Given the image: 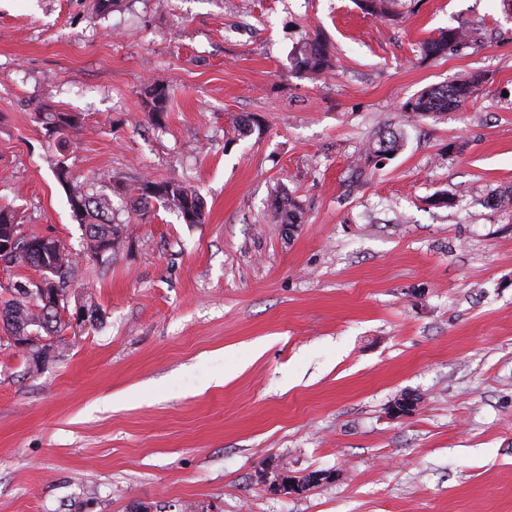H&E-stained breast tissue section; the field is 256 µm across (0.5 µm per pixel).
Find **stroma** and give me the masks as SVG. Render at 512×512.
Here are the masks:
<instances>
[{"label":"stroma","instance_id":"35a3bbf8","mask_svg":"<svg viewBox=\"0 0 512 512\" xmlns=\"http://www.w3.org/2000/svg\"><path fill=\"white\" fill-rule=\"evenodd\" d=\"M448 27L472 36L425 58ZM316 37L334 67L312 79L294 54ZM475 73L459 111L401 112ZM38 111L82 114L68 147ZM389 128L402 147L367 160ZM61 160L116 203L146 178L190 185L205 220L115 213L127 231L69 289L98 319L44 337V364L0 328V512H512V209L487 204L512 191L500 0L385 18L360 0H0V205L78 253ZM406 393L414 413L392 417ZM282 466L341 477L270 494ZM148 97L151 99L149 115L153 118H159L167 108L168 103V87L163 80H155L147 88Z\"/></svg>","mask_w":512,"mask_h":512}]
</instances>
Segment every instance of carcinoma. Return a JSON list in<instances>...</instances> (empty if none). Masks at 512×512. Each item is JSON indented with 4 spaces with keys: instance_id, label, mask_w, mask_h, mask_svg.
<instances>
[{
    "instance_id": "1",
    "label": "carcinoma",
    "mask_w": 512,
    "mask_h": 512,
    "mask_svg": "<svg viewBox=\"0 0 512 512\" xmlns=\"http://www.w3.org/2000/svg\"><path fill=\"white\" fill-rule=\"evenodd\" d=\"M468 39V33L461 28H447L439 35L423 43L424 55L428 58L441 57L448 50ZM297 69L311 77L326 73L333 67L332 57L325 42L318 38L303 42L295 55ZM481 78L472 75L452 84H441L430 87L400 105V110L409 118L430 117L453 112L467 100L479 94ZM150 98L149 115L160 117L167 108L168 87L162 80L153 81L147 88ZM35 119L51 135L58 144L66 146L65 131L79 125V117L60 112H37ZM401 133L391 130L384 131L369 143L367 158H388V154L396 153L402 146ZM55 175L58 181L67 188L69 203L79 224L84 229L87 244V256L99 257L102 253L112 250L121 225L113 223L112 204L93 189V185H75L71 183L68 169L64 164L57 165ZM130 208L137 216L144 217L148 213L150 201L157 199L170 210L177 213L186 224H200L205 217L204 203L199 194L190 187L175 181L144 180L137 188ZM280 223L293 228L300 223L301 213L291 200L277 206ZM17 213L7 206H0V238L7 240L17 238L12 253L7 257L6 264L15 267H30L41 273V280L46 288L66 289L69 281L74 279L78 266L72 254L66 250L61 241H52V246L40 247V236L29 233L19 235ZM0 311L11 317L13 326L22 333L35 332L48 335L58 333L70 324L62 320V314L45 311V306L32 302L24 297L8 299L0 302Z\"/></svg>"
}]
</instances>
